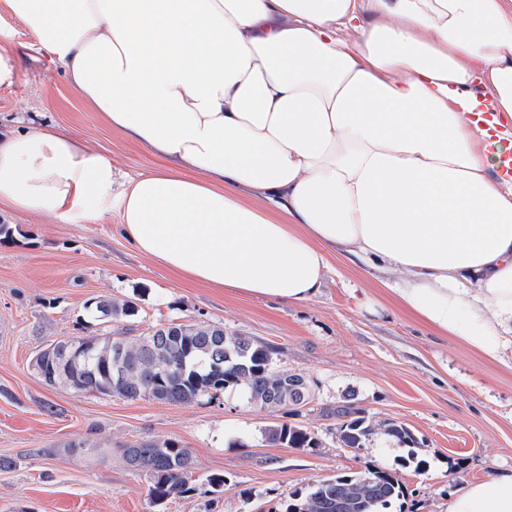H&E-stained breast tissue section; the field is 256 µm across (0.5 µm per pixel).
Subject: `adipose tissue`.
<instances>
[{
    "instance_id": "obj_1",
    "label": "adipose tissue",
    "mask_w": 512,
    "mask_h": 512,
    "mask_svg": "<svg viewBox=\"0 0 512 512\" xmlns=\"http://www.w3.org/2000/svg\"><path fill=\"white\" fill-rule=\"evenodd\" d=\"M16 21L171 166L119 184L109 158L31 126L0 135V205L117 211L173 275L293 303L344 253L432 331L512 361V179L472 119L512 127V0H0V86ZM448 512H512V473Z\"/></svg>"
}]
</instances>
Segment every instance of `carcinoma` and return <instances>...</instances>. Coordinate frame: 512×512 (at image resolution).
I'll return each instance as SVG.
<instances>
[{"instance_id": "obj_1", "label": "carcinoma", "mask_w": 512, "mask_h": 512, "mask_svg": "<svg viewBox=\"0 0 512 512\" xmlns=\"http://www.w3.org/2000/svg\"><path fill=\"white\" fill-rule=\"evenodd\" d=\"M102 322L135 315L130 302L99 300L90 304ZM89 366L79 365L73 389L99 392L130 400L156 399L190 404L229 388L241 387L262 409L300 406L309 399L306 382L299 374L271 366L272 347L247 336L229 335L221 327L198 323H172L146 336L93 338ZM341 420L339 441L351 449L363 448L379 429L413 448L417 440L402 424H378L364 410H337ZM269 439L291 448L315 444L313 433L283 423L269 431ZM124 459L145 471L150 495L157 500L191 490L193 466L189 449L173 440H151L124 449ZM402 493L399 479L380 468L351 477L320 481L288 512H382Z\"/></svg>"}]
</instances>
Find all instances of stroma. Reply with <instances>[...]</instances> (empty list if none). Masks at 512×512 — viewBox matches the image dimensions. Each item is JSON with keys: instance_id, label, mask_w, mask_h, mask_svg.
I'll return each mask as SVG.
<instances>
[{"instance_id": "stroma-1", "label": "stroma", "mask_w": 512, "mask_h": 512, "mask_svg": "<svg viewBox=\"0 0 512 512\" xmlns=\"http://www.w3.org/2000/svg\"><path fill=\"white\" fill-rule=\"evenodd\" d=\"M13 41L20 70L0 86L1 133L35 122L80 136L123 177L167 167L112 130L22 23ZM2 222L16 232L0 240V458L11 462L0 469V512H286L313 483L374 467L403 485L387 512H448L458 487L512 468V369L398 311L344 255L332 257L315 298L288 304L186 283L135 249L115 211L59 224L1 209ZM99 297L137 313L99 322L86 309ZM189 321L272 345L273 366L302 375L309 401L288 413L239 390L192 404L130 400L49 385L33 369L55 341ZM346 406L404 424L417 447L384 433L341 447L336 412ZM285 422L314 432L315 446L271 443L269 429ZM167 438L189 449L194 489L157 503L122 451ZM212 474L223 492L201 490Z\"/></svg>"}]
</instances>
